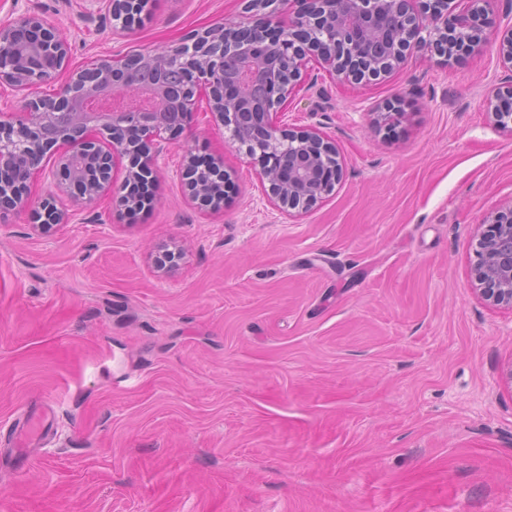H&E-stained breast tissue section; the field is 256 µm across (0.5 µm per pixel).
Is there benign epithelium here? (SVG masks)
Here are the masks:
<instances>
[{"mask_svg":"<svg viewBox=\"0 0 512 512\" xmlns=\"http://www.w3.org/2000/svg\"><path fill=\"white\" fill-rule=\"evenodd\" d=\"M112 16L136 15L145 0H105ZM491 0H247L245 23L218 22L161 50L94 60L55 92L32 89L68 64L70 44L37 14L0 25V89L21 93L0 113V220L34 207V231L49 235L68 220L56 196L31 197L35 175L49 172L59 191L87 206L110 195L129 213L155 200L163 145L192 129L201 99L259 165L270 202L307 211L333 193L343 176L336 145L313 128L287 131L281 116L309 65L342 83L377 80L408 56L430 51L452 65L488 40ZM500 63L512 71V26L494 31ZM487 114L512 133V80L489 89ZM180 177L202 210L226 200L232 174L224 157L184 151ZM477 241L472 289L512 308V203L486 217ZM184 249L162 243L151 256L161 274Z\"/></svg>","mask_w":512,"mask_h":512,"instance_id":"1","label":"benign epithelium"}]
</instances>
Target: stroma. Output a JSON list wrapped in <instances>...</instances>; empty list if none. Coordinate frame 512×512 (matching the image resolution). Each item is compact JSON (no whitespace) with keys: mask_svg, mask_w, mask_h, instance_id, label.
<instances>
[{"mask_svg":"<svg viewBox=\"0 0 512 512\" xmlns=\"http://www.w3.org/2000/svg\"><path fill=\"white\" fill-rule=\"evenodd\" d=\"M245 0H153L133 35L95 0H0L49 17L70 68L156 50ZM494 45L389 78L310 68L286 128L332 140L344 175L310 210L275 209L258 165L198 119L158 160L136 215L69 203L47 237L0 223V512H512V309L470 288L484 219L512 199V134L487 89ZM404 117L374 130L386 105ZM220 153L237 191L210 213L184 148ZM186 258L168 277L149 255ZM48 427L15 457L13 429ZM186 257L184 249L171 243H161L151 256L153 267L161 274L175 270Z\"/></svg>","mask_w":512,"mask_h":512,"instance_id":"1","label":"stroma"}]
</instances>
